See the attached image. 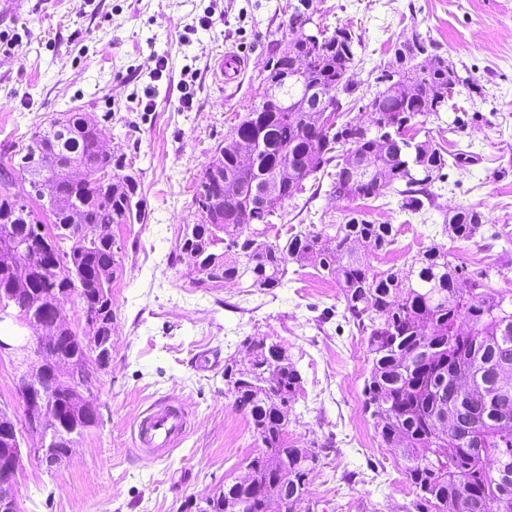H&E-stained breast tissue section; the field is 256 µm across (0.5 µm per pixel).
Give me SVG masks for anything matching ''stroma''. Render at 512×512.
<instances>
[{
  "label": "stroma",
  "mask_w": 512,
  "mask_h": 512,
  "mask_svg": "<svg viewBox=\"0 0 512 512\" xmlns=\"http://www.w3.org/2000/svg\"><path fill=\"white\" fill-rule=\"evenodd\" d=\"M298 0H0V148L21 149L35 129L69 112L95 116L104 147L139 178L146 220L113 227L122 275L112 285V357L93 374L101 422L71 456L47 467L25 456L15 482L21 512H184L219 480L246 473L261 443L224 384L225 362L243 360L260 337L286 351L302 376L288 410L290 447L313 449L305 512H415L413 489L364 410L370 364L361 336L341 317L336 281L311 267L283 287L251 294L200 288L176 258L186 225L197 223L196 186L218 143L266 92V62L292 35ZM316 23L348 26L358 58L349 76L376 90L396 43L419 33L462 81L439 113L411 125L418 139L462 166L434 186L424 216L398 204L372 209L394 225L398 248L370 256L384 269L426 247L447 252L467 273L490 270L512 291V0H314ZM208 25H201V18ZM244 63L233 80L217 60ZM160 78L151 70L158 59ZM192 81V106L180 102ZM359 201H339L306 183L286 201L278 232L298 224H341ZM456 206L485 213L488 238L461 241L442 230ZM154 404L188 413L181 441L162 456L138 449L134 427Z\"/></svg>",
  "instance_id": "1"
}]
</instances>
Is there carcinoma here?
Wrapping results in <instances>:
<instances>
[{
	"label": "carcinoma",
	"instance_id": "carcinoma-1",
	"mask_svg": "<svg viewBox=\"0 0 512 512\" xmlns=\"http://www.w3.org/2000/svg\"><path fill=\"white\" fill-rule=\"evenodd\" d=\"M422 50L433 56L428 65L402 46L394 47L393 64L413 83V93L386 97L373 117V128L362 132L341 112L318 124L314 112H294L285 102L305 96L307 90L335 87L355 97L357 85L349 78L353 66V34L342 26L318 47L298 40L288 55L272 56L266 82L277 93L264 103L254 119L244 117L232 133L254 144L244 159L224 149V176L242 192L224 196L225 212L250 208L251 224H227L224 215L200 219L192 234H183L177 246L179 261L202 288L234 282L269 292L283 286L288 265L312 266L336 280L344 299V317L365 337L371 360L364 381V409L373 419L381 443L401 460L403 473L415 493L416 512H512V489L504 490L478 452L512 457V293L490 285L489 272L467 277L463 266L434 247L419 250L402 265L379 269L366 254L390 253L397 243L392 224H376L355 214L343 224L289 227L285 242L270 240L272 218L284 202L265 203L264 183L290 164L313 173L334 165L329 194L340 200H384L400 197V208L423 215L434 206L431 191L440 171L448 165L443 149L418 141L410 122L419 114L437 113L446 103L448 88L459 83L448 60L434 43ZM305 66L304 79L286 83L295 62ZM64 122L76 131L73 138L51 142L36 131L24 150L50 152L56 160L55 201L50 204L51 226L122 225L142 223L145 211L137 178L123 174V158L101 156L95 150L97 121L87 112H71ZM395 128L400 139L388 140L379 128ZM375 158L367 182L350 180L346 164L350 152ZM104 171L110 180H74L66 173L74 162ZM35 200L23 189L0 191V226L7 236L30 240L32 225L41 223L33 210ZM485 216L472 207L459 206L444 214L443 230L471 241L482 233ZM60 272L48 281L18 287L11 271L8 242L0 240V298L19 308L39 303L42 320L51 321L56 295L75 293L86 313H112V283L122 272V247L115 239L101 238L66 252L61 243L71 236L49 233ZM236 247L235 260L225 266L214 261L220 245ZM278 345L263 338L250 340L254 360L247 371L238 364L224 365V382L232 387L236 407L250 416L262 443L260 455L250 460L257 479L232 482L224 497L255 503L262 488L280 481L288 469V494L305 493L306 477L315 462L301 467V449L286 439L290 403L302 387L295 364L277 358ZM53 353L68 360L76 378L92 383L93 370L107 364L100 358L88 364L85 349L71 331L61 332ZM272 394L258 398L265 384ZM61 430L79 420L82 430L98 422L95 406H75L62 397L48 402Z\"/></svg>",
	"mask_w": 512,
	"mask_h": 512
}]
</instances>
